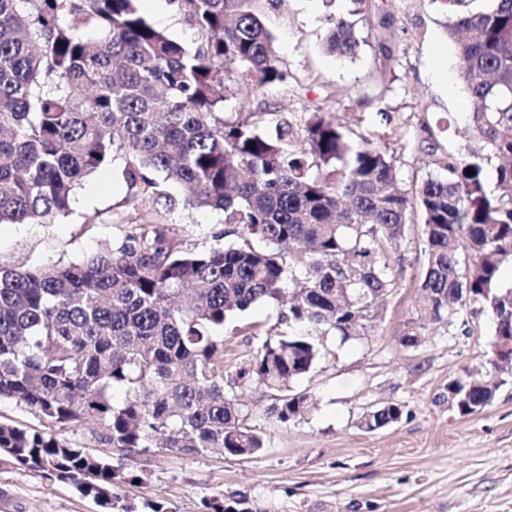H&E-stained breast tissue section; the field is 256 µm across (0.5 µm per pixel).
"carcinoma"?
<instances>
[{
	"mask_svg": "<svg viewBox=\"0 0 512 512\" xmlns=\"http://www.w3.org/2000/svg\"><path fill=\"white\" fill-rule=\"evenodd\" d=\"M140 2L0 0V224L67 215L83 180L117 156L126 203L142 210L115 244L78 262L0 266V403L39 419L0 421V465L69 484L106 512H132L113 489L136 477L88 452L86 434L129 453L254 456L264 439L237 392L264 387L283 423L307 413L295 383L324 357L325 337L368 328L394 288L388 250L415 206L424 266L400 345L487 307L490 347L512 336V288L498 283L512 258V0H432L474 112L466 154L440 160L447 176L428 177L413 198L393 156L353 143L329 112L299 126L244 100L224 119L228 98L287 80L253 0H168L197 35L192 45L156 28ZM358 48L352 24L330 19L326 51L352 58ZM491 154L501 160L493 190ZM203 208L222 211L224 235L240 242L200 247L163 222ZM258 302L282 309L268 329L248 327L264 340L231 372L220 332ZM481 368L448 384L462 416L494 400L472 380L500 365ZM402 415L375 406L359 427Z\"/></svg>",
	"mask_w": 512,
	"mask_h": 512,
	"instance_id": "obj_1",
	"label": "carcinoma"
}]
</instances>
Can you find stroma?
I'll list each match as a JSON object with an SVG mask.
<instances>
[{"instance_id": "1", "label": "stroma", "mask_w": 512, "mask_h": 512, "mask_svg": "<svg viewBox=\"0 0 512 512\" xmlns=\"http://www.w3.org/2000/svg\"><path fill=\"white\" fill-rule=\"evenodd\" d=\"M273 35L287 86L253 92L254 110L303 120L324 109L337 123L394 154L397 179L415 193L438 160L458 155L472 103L457 78V44L431 0H255ZM349 17L360 42L352 58L328 54L329 16ZM124 159L88 177L68 216L35 224H0V264L33 267L80 261L135 222L125 203ZM424 234L412 212L405 235L388 252L394 281L372 328L346 343L327 340L328 354L297 384L314 409L282 423L272 400L252 386L239 399L247 422L264 438L256 455H186L168 450L129 454L90 445L143 483L116 494L136 512H210L219 501L237 512H512V371L482 412L463 416L448 385L491 355L494 321L484 310L468 324L428 330L419 346L398 336L413 308L423 271ZM277 306L260 302L224 327V364L247 361L260 343L248 324L277 321ZM393 403L400 421L376 432L358 421L369 407ZM0 512H102L72 486L0 465Z\"/></svg>"}]
</instances>
